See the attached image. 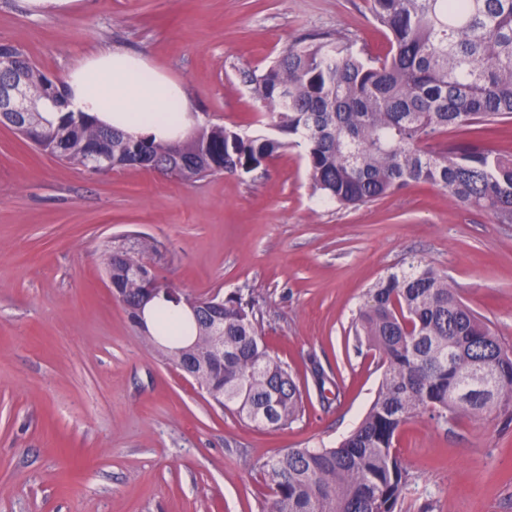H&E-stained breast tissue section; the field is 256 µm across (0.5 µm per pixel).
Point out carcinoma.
<instances>
[{
  "instance_id": "obj_1",
  "label": "carcinoma",
  "mask_w": 512,
  "mask_h": 512,
  "mask_svg": "<svg viewBox=\"0 0 512 512\" xmlns=\"http://www.w3.org/2000/svg\"><path fill=\"white\" fill-rule=\"evenodd\" d=\"M388 49L369 57L342 36L307 35L251 77L270 132L243 134L206 122L179 143L132 138L63 111L64 94L23 52L34 111L0 112L31 129V143L72 166L158 171L187 182L244 175L289 147L301 149L313 193L357 206L429 184L464 207L512 224V155L471 141H432L512 120V0H369ZM157 244L111 243L112 294L130 321L176 365L194 347L195 381L218 406L258 425L285 427L305 411L303 390L261 339L252 297L237 292L199 313L191 298L157 282L145 257ZM190 307L183 335L144 323L149 300ZM354 333L378 352L382 381L357 427L336 447L289 448L264 463L273 496L263 512H395L407 472L393 452L409 420L512 419V352L466 305L448 276L410 262L372 285Z\"/></svg>"
}]
</instances>
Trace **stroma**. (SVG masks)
<instances>
[{"label":"stroma","mask_w":512,"mask_h":512,"mask_svg":"<svg viewBox=\"0 0 512 512\" xmlns=\"http://www.w3.org/2000/svg\"><path fill=\"white\" fill-rule=\"evenodd\" d=\"M314 33L387 45L367 0H80L42 13L0 0V42L51 77L84 51L138 53L186 86L199 121L250 135L265 130L253 72ZM144 238L183 293L251 295L263 340L305 390L299 420L221 409L130 322L103 252ZM411 257L447 274L512 350V224L446 190L344 208L313 194L296 148L243 177L90 174L0 126V512H261L269 458L335 446L369 408L382 371L352 321ZM395 451L408 473L397 512H512V421L415 418Z\"/></svg>","instance_id":"35a3bbf8"}]
</instances>
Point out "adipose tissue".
<instances>
[{
  "label": "adipose tissue",
  "instance_id": "obj_1",
  "mask_svg": "<svg viewBox=\"0 0 512 512\" xmlns=\"http://www.w3.org/2000/svg\"><path fill=\"white\" fill-rule=\"evenodd\" d=\"M64 87L67 111L86 113L132 137L178 142L195 122L183 84L126 52L86 55L68 71Z\"/></svg>",
  "mask_w": 512,
  "mask_h": 512
}]
</instances>
